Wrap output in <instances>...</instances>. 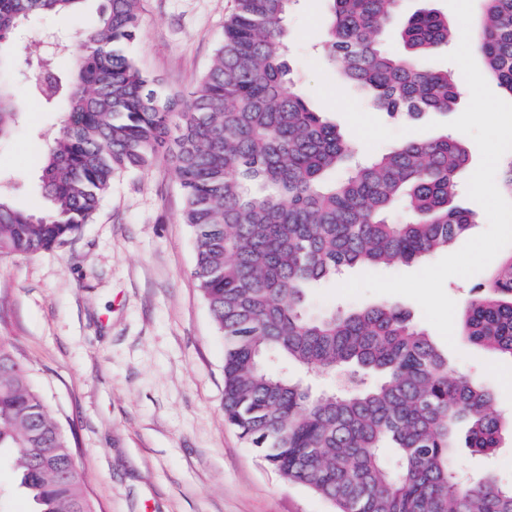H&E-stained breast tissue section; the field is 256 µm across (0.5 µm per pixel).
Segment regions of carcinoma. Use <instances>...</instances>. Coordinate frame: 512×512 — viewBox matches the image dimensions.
<instances>
[{
	"instance_id": "obj_1",
	"label": "carcinoma",
	"mask_w": 512,
	"mask_h": 512,
	"mask_svg": "<svg viewBox=\"0 0 512 512\" xmlns=\"http://www.w3.org/2000/svg\"><path fill=\"white\" fill-rule=\"evenodd\" d=\"M85 0H0V140L22 110L10 39L36 13ZM294 0H235L216 50L187 98L163 90L127 52L141 0H104L71 41L45 31L33 64L41 104L64 108L42 151L48 205L0 192V261L60 248L90 223L120 175L171 161L195 239L194 275L224 338V417L264 464L334 512H512V484L457 464L489 455L508 422L493 394L456 373L447 353L393 304L313 311L308 290L346 267L409 266L474 224L456 204L468 153L446 135L366 161L293 88L284 23ZM324 60L371 109L415 121L445 114L455 82L426 59L452 27L435 10L408 16L404 55L383 27L401 0H329ZM483 72L512 95V0H479ZM457 334L512 359V254L468 301ZM326 377L314 390L294 371ZM32 512H97L72 442L0 339V449Z\"/></svg>"
}]
</instances>
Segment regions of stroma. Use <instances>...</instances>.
<instances>
[{"instance_id":"stroma-1","label":"stroma","mask_w":512,"mask_h":512,"mask_svg":"<svg viewBox=\"0 0 512 512\" xmlns=\"http://www.w3.org/2000/svg\"><path fill=\"white\" fill-rule=\"evenodd\" d=\"M234 0H142V35L128 48L171 92L189 94L224 40ZM435 9L456 22L446 0H404L383 48L401 55L403 19ZM326 0H293L286 18L294 87L313 108L374 155L409 140L444 135V123L470 101L457 64L433 54L429 67L450 71L456 103L441 127L396 122L371 111L326 66ZM80 17L29 18L17 36L19 59L36 56L34 32L70 37ZM62 114L28 96L23 119L0 142V187L20 209L45 200L37 156ZM184 199L161 159L115 179L93 221L62 248L0 262V338L22 362L71 436L77 469L98 512H331L307 489L282 481L224 418V340L192 275L194 238L182 221ZM457 373L494 394L512 417V358L456 340Z\"/></svg>"}]
</instances>
